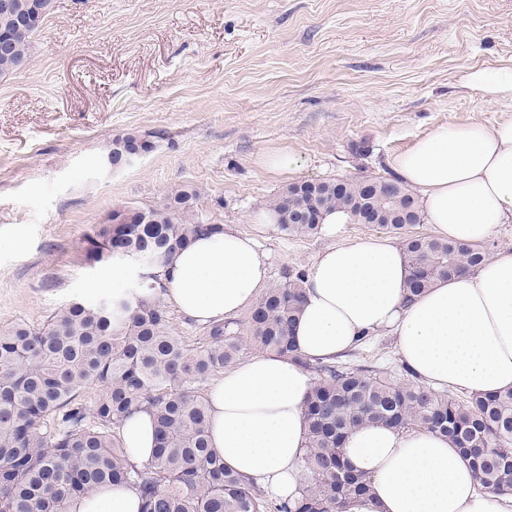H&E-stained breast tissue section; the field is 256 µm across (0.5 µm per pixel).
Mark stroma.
<instances>
[{
    "instance_id": "1",
    "label": "stroma",
    "mask_w": 512,
    "mask_h": 512,
    "mask_svg": "<svg viewBox=\"0 0 512 512\" xmlns=\"http://www.w3.org/2000/svg\"><path fill=\"white\" fill-rule=\"evenodd\" d=\"M512 66V0H54L31 63L0 78V329L105 295L84 236L112 210L198 191V215L257 236L269 280L328 244L255 217L298 180L388 177L440 125H490L512 102L462 87ZM157 131L112 164L113 139ZM285 151L282 173L265 164ZM351 366L407 375L392 336Z\"/></svg>"
}]
</instances>
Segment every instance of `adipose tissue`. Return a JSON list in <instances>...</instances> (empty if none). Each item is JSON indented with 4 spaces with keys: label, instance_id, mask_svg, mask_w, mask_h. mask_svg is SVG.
Here are the masks:
<instances>
[{
    "label": "adipose tissue",
    "instance_id": "ef3b65f1",
    "mask_svg": "<svg viewBox=\"0 0 512 512\" xmlns=\"http://www.w3.org/2000/svg\"><path fill=\"white\" fill-rule=\"evenodd\" d=\"M465 88L490 103L512 101V68L473 69ZM419 196L438 236L479 244L512 224V119L493 126H440L392 161ZM349 215L326 213L332 243L307 270L306 300L295 322L299 353L330 361L361 336L384 331L414 380L471 395L512 389V250L498 251L452 280L439 279L407 300L408 259L392 240L338 237ZM267 285L256 240L232 229L198 237L169 261L164 298L187 319L207 324L237 318ZM297 359L251 357L214 382L207 394L210 440L227 468L276 496L294 494L306 445L303 404L311 374ZM121 436L130 463H147L156 444L153 417L127 418ZM345 455L371 492L346 512H512V496L482 491L469 463L445 436L365 424L351 431ZM135 489L115 487L73 500L69 512H140Z\"/></svg>",
    "mask_w": 512,
    "mask_h": 512
}]
</instances>
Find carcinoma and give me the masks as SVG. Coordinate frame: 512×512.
I'll return each instance as SVG.
<instances>
[{
    "label": "carcinoma",
    "mask_w": 512,
    "mask_h": 512,
    "mask_svg": "<svg viewBox=\"0 0 512 512\" xmlns=\"http://www.w3.org/2000/svg\"><path fill=\"white\" fill-rule=\"evenodd\" d=\"M52 10L53 0H0V27ZM31 44L29 37L0 47V76L29 66ZM159 137L154 131L113 140L112 163L149 152ZM196 204V193L182 190L161 207L117 209L124 223L109 217L85 236V255L95 263H149L132 299L72 301L37 326L0 331V512H68L71 500L103 487L134 488L140 512H342L369 491L344 452L347 434L365 423L439 432L462 451L482 487L512 494V390L458 400L411 379L394 383L374 370L302 358L293 335L304 300L302 268L286 270L244 319L207 325L196 344H187L162 298L165 268L192 239L224 231L193 218ZM313 208L344 209L353 224L400 235L411 299L486 258L477 245L409 234L423 210L397 177L294 182L270 205L278 230L293 237L320 231L321 224L306 222ZM251 350L294 358L313 374L302 479L290 498H272L224 468L210 446L204 387ZM93 387L99 392L92 401L78 400ZM141 409L152 411L158 441L152 459L138 467L127 459L120 427ZM49 417L56 420L52 432L43 430Z\"/></svg>",
    "instance_id": "carcinoma-1"
}]
</instances>
